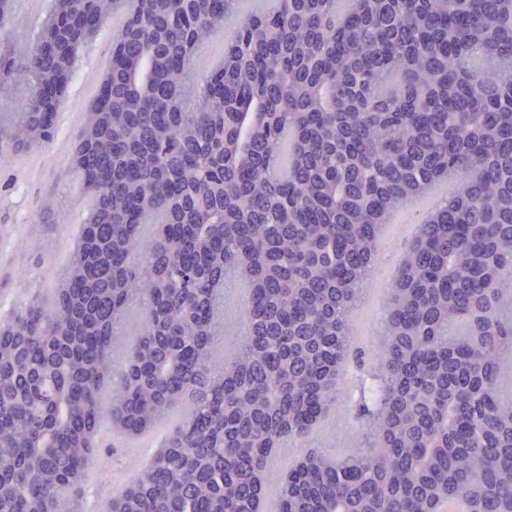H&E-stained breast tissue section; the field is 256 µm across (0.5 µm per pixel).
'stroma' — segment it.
Wrapping results in <instances>:
<instances>
[{"instance_id": "obj_1", "label": "stroma", "mask_w": 512, "mask_h": 512, "mask_svg": "<svg viewBox=\"0 0 512 512\" xmlns=\"http://www.w3.org/2000/svg\"><path fill=\"white\" fill-rule=\"evenodd\" d=\"M49 5L50 0H9L11 23L0 35V44L34 38ZM121 21V15L111 17L107 27L81 49L78 67L56 109L55 134L46 150L17 156L9 142L0 141V321L7 320L31 290H39L43 301H50L81 234L91 200L65 202L62 223L53 215L40 217L39 212L67 178L81 135L82 113L95 98L111 62L112 31ZM360 427L354 408L338 399L306 437L288 441L265 473L264 512H276L277 490L291 465L311 451H353ZM103 434L88 480L99 487L100 506L105 510L118 483L130 481L144 459L134 452V440L111 422H104Z\"/></svg>"}]
</instances>
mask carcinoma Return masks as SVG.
I'll return each mask as SVG.
<instances>
[{
    "label": "carcinoma",
    "instance_id": "obj_1",
    "mask_svg": "<svg viewBox=\"0 0 512 512\" xmlns=\"http://www.w3.org/2000/svg\"><path fill=\"white\" fill-rule=\"evenodd\" d=\"M238 2L52 0L0 55V84L27 86L0 98V138L41 147L86 27L126 9L82 115L98 146L71 166L91 216L51 301L0 324V512H83L102 420L142 437L181 404L109 512H251L337 392L384 216L450 171L388 288L360 448L288 469L277 512H512V0ZM234 276L250 293L228 357ZM224 33H218L213 38L212 42L206 46L198 57V64L201 68H213L215 64L222 58L224 43H230L234 39V31L226 29Z\"/></svg>",
    "mask_w": 512,
    "mask_h": 512
}]
</instances>
